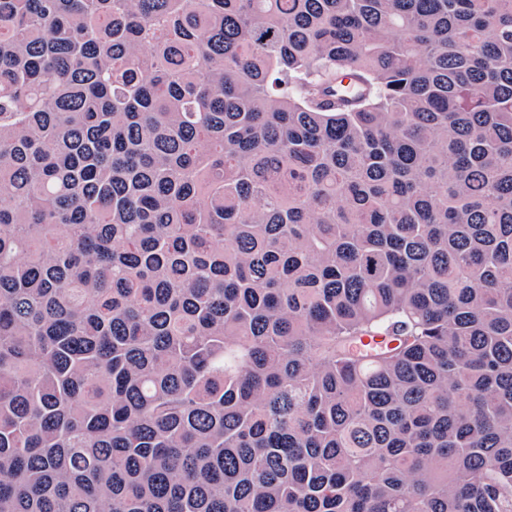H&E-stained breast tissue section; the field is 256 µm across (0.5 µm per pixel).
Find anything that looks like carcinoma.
<instances>
[{"mask_svg":"<svg viewBox=\"0 0 512 512\" xmlns=\"http://www.w3.org/2000/svg\"><path fill=\"white\" fill-rule=\"evenodd\" d=\"M0 512H512V0H0Z\"/></svg>","mask_w":512,"mask_h":512,"instance_id":"obj_1","label":"carcinoma"}]
</instances>
